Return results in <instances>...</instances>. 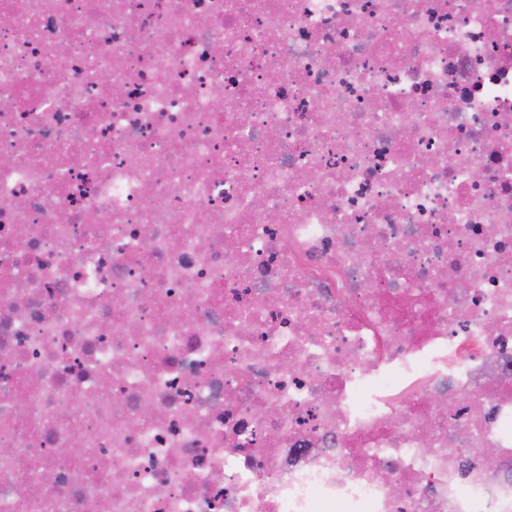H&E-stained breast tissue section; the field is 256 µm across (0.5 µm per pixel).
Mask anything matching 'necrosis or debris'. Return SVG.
Here are the masks:
<instances>
[{"label": "necrosis or debris", "instance_id": "obj_1", "mask_svg": "<svg viewBox=\"0 0 512 512\" xmlns=\"http://www.w3.org/2000/svg\"><path fill=\"white\" fill-rule=\"evenodd\" d=\"M0 155V512H512V0H0Z\"/></svg>", "mask_w": 512, "mask_h": 512}]
</instances>
